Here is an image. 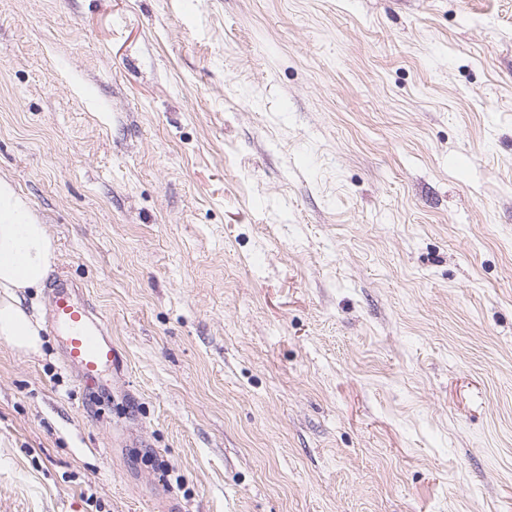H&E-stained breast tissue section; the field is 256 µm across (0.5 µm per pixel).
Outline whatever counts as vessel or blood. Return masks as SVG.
Segmentation results:
<instances>
[{
	"instance_id": "1",
	"label": "vessel or blood",
	"mask_w": 512,
	"mask_h": 512,
	"mask_svg": "<svg viewBox=\"0 0 512 512\" xmlns=\"http://www.w3.org/2000/svg\"><path fill=\"white\" fill-rule=\"evenodd\" d=\"M47 327L62 344L63 363L82 385L99 383L105 372L118 364V355L107 336L102 316L86 300L78 298L65 277L50 286Z\"/></svg>"
}]
</instances>
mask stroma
I'll return each instance as SVG.
<instances>
[{"instance_id": "stroma-1", "label": "stroma", "mask_w": 512, "mask_h": 512, "mask_svg": "<svg viewBox=\"0 0 512 512\" xmlns=\"http://www.w3.org/2000/svg\"><path fill=\"white\" fill-rule=\"evenodd\" d=\"M0 179V512H512V0H0ZM56 264V246L44 224L0 180V340L24 353L41 344L39 329L23 307L24 295L44 288ZM47 327L62 344L63 363L76 373L80 385L99 383L116 369L118 355L106 336L103 317L85 299L75 295L64 276L50 286Z\"/></svg>"}]
</instances>
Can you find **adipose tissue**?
Returning a JSON list of instances; mask_svg holds the SVG:
<instances>
[{"mask_svg": "<svg viewBox=\"0 0 512 512\" xmlns=\"http://www.w3.org/2000/svg\"><path fill=\"white\" fill-rule=\"evenodd\" d=\"M56 264V246L45 225L36 223L26 203L0 181V340L33 353L39 329L23 306L25 294L44 287Z\"/></svg>", "mask_w": 512, "mask_h": 512, "instance_id": "obj_1", "label": "adipose tissue"}]
</instances>
